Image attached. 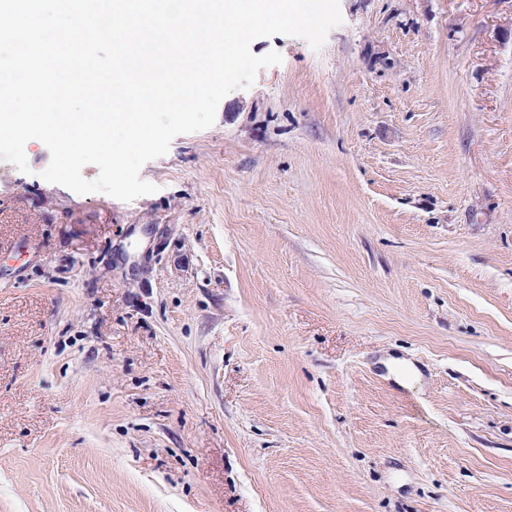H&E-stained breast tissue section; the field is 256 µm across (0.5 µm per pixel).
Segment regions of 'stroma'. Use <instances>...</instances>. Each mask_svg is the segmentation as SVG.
<instances>
[{
    "mask_svg": "<svg viewBox=\"0 0 512 512\" xmlns=\"http://www.w3.org/2000/svg\"><path fill=\"white\" fill-rule=\"evenodd\" d=\"M339 4L156 193L0 165V512H512V0Z\"/></svg>",
    "mask_w": 512,
    "mask_h": 512,
    "instance_id": "1",
    "label": "stroma"
}]
</instances>
